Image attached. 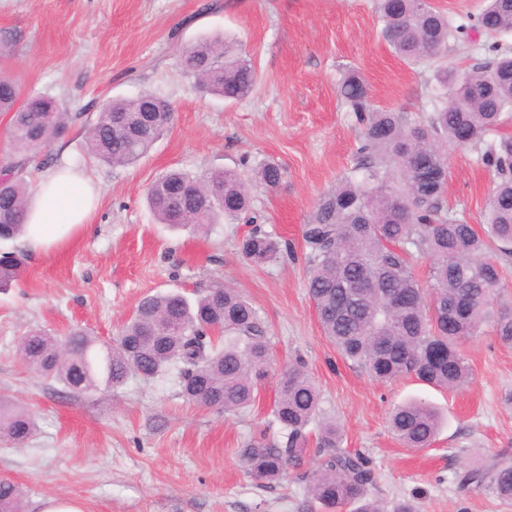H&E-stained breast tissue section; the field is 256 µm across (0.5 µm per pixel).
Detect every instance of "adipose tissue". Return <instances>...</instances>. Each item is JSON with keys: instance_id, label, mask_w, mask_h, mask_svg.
Returning a JSON list of instances; mask_svg holds the SVG:
<instances>
[{"instance_id": "1", "label": "adipose tissue", "mask_w": 512, "mask_h": 512, "mask_svg": "<svg viewBox=\"0 0 512 512\" xmlns=\"http://www.w3.org/2000/svg\"><path fill=\"white\" fill-rule=\"evenodd\" d=\"M100 199V188L84 169L59 166L33 187L27 205L25 240L31 250L47 253L86 231Z\"/></svg>"}]
</instances>
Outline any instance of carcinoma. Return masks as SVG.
Instances as JSON below:
<instances>
[{
  "label": "carcinoma",
  "mask_w": 512,
  "mask_h": 512,
  "mask_svg": "<svg viewBox=\"0 0 512 512\" xmlns=\"http://www.w3.org/2000/svg\"><path fill=\"white\" fill-rule=\"evenodd\" d=\"M376 12L381 37L407 63L440 60L449 42L471 30L484 32L492 58L464 71L436 66L431 115L413 124L377 106L358 71L344 74L340 99L361 129L358 160L301 226L307 293L324 335L353 367L380 383L412 376L454 392L471 379L462 344L483 325L492 324L498 342L512 347V312L493 307L503 271L492 256L495 248L512 253V137L492 138L512 120V46L499 40L512 33V0H485L458 24L430 0H378ZM181 64L201 89L226 100H242L256 85L250 61L219 37L186 48ZM147 105L159 109L158 121L141 131ZM0 112L9 114L6 136L14 152L0 184V241L7 242L25 231L30 159L81 115L53 97H25L19 82L2 76ZM172 117L171 104L153 93L109 99L85 122L86 150L113 166L134 164L171 127ZM462 147L473 148L497 176L481 224L448 208L450 151ZM255 178L275 188L282 171L266 163ZM146 199L159 223L176 228L207 232L220 218L252 222L247 186L230 170H170L149 183ZM286 250L287 244L256 228L239 243L242 259L255 266ZM415 250L431 258L425 287L413 274ZM28 257L24 248L0 252V287L19 279ZM18 355L78 392L115 389L132 374L155 379L173 367L186 399L224 412L254 404L270 364L256 310L222 279L194 299L178 292L143 298L113 345L83 329L62 341L32 331L21 339ZM322 403L306 367L289 365L274 403L278 434L266 428L254 433L238 449L242 467L262 483L277 482L315 453L320 466L300 478L325 512H382L368 497L374 476L367 459L340 448L336 423L320 420ZM314 422L312 449L307 428ZM441 425L439 412L418 400L395 405L389 415L391 432L407 448L429 447ZM35 426L25 408L0 398L1 442L20 446ZM461 485L511 501L512 463L472 468ZM0 512H22L21 490L8 479H0Z\"/></svg>",
  "instance_id": "1"
}]
</instances>
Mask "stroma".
<instances>
[{"mask_svg": "<svg viewBox=\"0 0 512 512\" xmlns=\"http://www.w3.org/2000/svg\"><path fill=\"white\" fill-rule=\"evenodd\" d=\"M376 0H0V74L24 91L96 116L110 98L144 92L174 109L170 130L148 155L111 166L83 152L81 124L69 126L27 168L29 181L61 162L86 168L103 188L89 233L48 255H31L20 279L0 290V394L22 404L37 430L21 447L0 442V478L19 484L25 512L48 496L84 502L87 512H311L304 484H263L237 451L273 419L282 368L302 358L323 396L341 446L369 460L370 497L407 500L417 512H512L485 490L462 487L471 467L512 462V348L491 326L464 343L472 381L454 393L403 378L381 384L344 361L324 336L305 287L300 229L318 198L350 169L360 129L339 104L344 72L357 69L376 105L426 119L427 66L396 57L380 36ZM223 36L256 69L253 93L226 101L200 91L182 51ZM273 162L279 186L253 172ZM179 168L228 169L250 177L252 214L292 255L261 266L243 261L249 230L221 221L209 233L157 223L148 184ZM494 174L472 148L454 150L447 200L470 223L482 212ZM229 282L256 309L272 362L254 406L219 413L187 402L176 373L120 388L77 393L23 363L17 345L30 330L62 339L74 328L114 342L145 296L195 297L210 280ZM417 398L445 418L432 447L414 450L388 428L391 408Z\"/></svg>", "mask_w": 512, "mask_h": 512, "instance_id": "1", "label": "stroma"}]
</instances>
